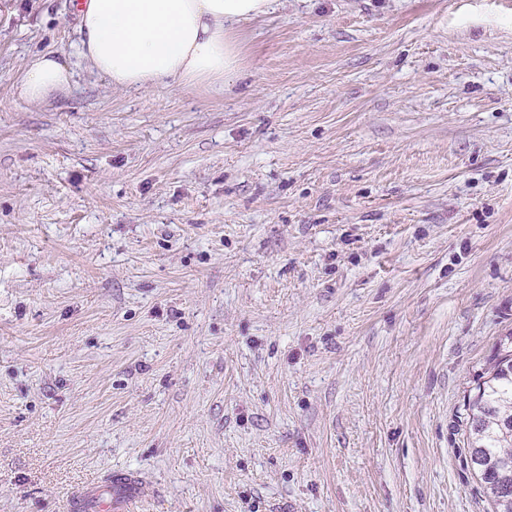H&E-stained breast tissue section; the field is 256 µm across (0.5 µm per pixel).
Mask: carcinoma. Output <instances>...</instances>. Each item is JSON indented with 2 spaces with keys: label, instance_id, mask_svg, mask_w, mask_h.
Listing matches in <instances>:
<instances>
[{
  "label": "carcinoma",
  "instance_id": "cac0c4a2",
  "mask_svg": "<svg viewBox=\"0 0 512 512\" xmlns=\"http://www.w3.org/2000/svg\"><path fill=\"white\" fill-rule=\"evenodd\" d=\"M465 465L492 512H512V332L498 338L463 403Z\"/></svg>",
  "mask_w": 512,
  "mask_h": 512
}]
</instances>
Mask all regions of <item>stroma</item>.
<instances>
[{
    "label": "stroma",
    "mask_w": 512,
    "mask_h": 512,
    "mask_svg": "<svg viewBox=\"0 0 512 512\" xmlns=\"http://www.w3.org/2000/svg\"><path fill=\"white\" fill-rule=\"evenodd\" d=\"M75 2L0 0V512H490L512 0H281L220 91L112 90ZM72 79V71L57 51H44L23 67L14 84L16 95L30 104H38L53 94L65 92ZM465 465L491 512H512V332L500 336L463 403ZM141 496L139 485L128 475L119 473L112 477V485L105 493L96 488L89 489L75 502L74 509L82 508V501L90 500L91 509L97 512H127Z\"/></svg>",
    "instance_id": "obj_1"
}]
</instances>
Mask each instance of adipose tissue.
<instances>
[{
    "instance_id": "ef3b65f1",
    "label": "adipose tissue",
    "mask_w": 512,
    "mask_h": 512,
    "mask_svg": "<svg viewBox=\"0 0 512 512\" xmlns=\"http://www.w3.org/2000/svg\"><path fill=\"white\" fill-rule=\"evenodd\" d=\"M277 0H83L79 56L112 89L223 86L241 69L242 22L274 10ZM72 71L48 50L29 60L16 95L38 104L65 92Z\"/></svg>"
}]
</instances>
